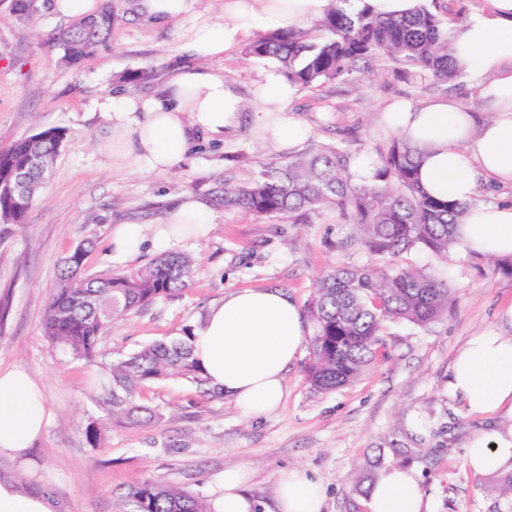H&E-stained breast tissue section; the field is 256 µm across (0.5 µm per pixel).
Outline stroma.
Masks as SVG:
<instances>
[{
  "label": "stroma",
  "instance_id": "obj_1",
  "mask_svg": "<svg viewBox=\"0 0 512 512\" xmlns=\"http://www.w3.org/2000/svg\"><path fill=\"white\" fill-rule=\"evenodd\" d=\"M115 3L119 20L111 41L71 67L46 45L65 19L48 11L20 21L11 0H0V144L49 128L67 135L26 223L0 224V366L30 372L53 414L27 464L0 454V479L49 496L56 512H136L130 489L144 480L208 499L219 492L226 469L246 463L255 512H276V482L295 468L323 484L322 512H368L365 497L353 490V475L375 462L413 464L437 512H512V497L499 492V476L475 474L463 460L472 435L495 426V419L468 415L448 393V373L460 346L493 326L499 309L512 303V276L494 272L487 257L403 254L404 265L446 278L453 302L425 327L385 323L380 355L351 385L315 392L304 355L288 371L279 407L257 419L244 417L231 399L211 398L177 378L140 393L142 403L160 411V421L128 426L108 416L98 385L106 366L153 341L176 337L183 325L199 323L225 292L276 288L304 307L316 280L328 271L384 264L358 241L355 225L335 211L291 224L216 205L205 237L174 245L195 260L188 288L112 322L99 340L95 364L72 359L55 346L44 327L47 296L62 258L82 240L94 243L85 259L87 273L136 271L156 253L113 257L114 225L161 223L180 197H209L217 178L255 175L289 157L257 135L246 116L223 142L197 139L181 166L149 173L115 168L98 147L107 133L98 103L120 86L124 70L151 72L148 80L124 86L126 92L159 96L176 73L201 65L222 72L251 110L256 83L270 67L244 59L238 50L220 59H195L180 49L187 22L160 24L138 14L134 0ZM323 95L319 101L300 89L289 104L310 127L308 144L342 141L376 155L386 152L394 137L380 118L381 107L392 100L424 103L445 96L485 112L467 76L422 84L388 61L375 64L360 85L328 87ZM94 422L103 426L97 446L85 435Z\"/></svg>",
  "mask_w": 512,
  "mask_h": 512
}]
</instances>
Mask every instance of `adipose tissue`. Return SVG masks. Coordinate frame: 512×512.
<instances>
[{"instance_id": "adipose-tissue-1", "label": "adipose tissue", "mask_w": 512, "mask_h": 512, "mask_svg": "<svg viewBox=\"0 0 512 512\" xmlns=\"http://www.w3.org/2000/svg\"><path fill=\"white\" fill-rule=\"evenodd\" d=\"M329 0H224L222 20L198 19V0H136L137 11L159 23L187 17L195 23L183 35L192 56L219 58L238 47L251 29L275 30L323 16ZM489 12L471 14L453 39L454 56L469 73L490 112L484 120L452 98L421 105L405 100L387 104L382 120L417 152L418 178L432 197L466 205L455 228L453 249L469 256L512 258V202L480 200L486 183L512 185V0H491ZM260 109L256 132L291 151L308 137V127L288 113L295 94L277 69L266 70L257 85ZM110 135L100 145L115 167L162 171L187 161L197 137L223 140L235 131L243 100L222 74L190 68L174 75L162 96L127 95L114 89L99 104ZM206 200L186 195L167 211L154 232L138 223L112 230L117 256L139 255L204 237L211 224ZM512 305L502 308L497 327L470 336L459 348L448 377V391L472 414L507 418L504 426L481 430L470 439L464 463L492 476L512 471ZM308 324L300 305L278 289H237L212 304L195 330L193 354L210 386L223 388L239 409L260 416L277 407L289 369L307 341ZM50 422L44 395L25 369H0V453L26 460ZM246 466L224 473L209 512H253L245 485ZM324 489L301 469L282 472L276 489L278 512H320ZM370 512H433L411 467L387 466L376 475Z\"/></svg>"}]
</instances>
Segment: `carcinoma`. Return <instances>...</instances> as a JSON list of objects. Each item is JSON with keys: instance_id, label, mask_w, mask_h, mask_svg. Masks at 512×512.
<instances>
[{"instance_id": "carcinoma-1", "label": "carcinoma", "mask_w": 512, "mask_h": 512, "mask_svg": "<svg viewBox=\"0 0 512 512\" xmlns=\"http://www.w3.org/2000/svg\"><path fill=\"white\" fill-rule=\"evenodd\" d=\"M440 0H419L406 16L383 17L367 0H330L325 14L308 27L271 30L243 48L247 59L275 61L286 81L301 89L352 85L365 68L382 59L400 65L408 76L446 84L463 74L451 47L450 33L459 19L444 18ZM41 0H12L11 11L28 20L49 8ZM118 20L112 0L100 13L81 17L56 30L47 44L62 52V60L78 66L94 55L112 36ZM66 134L42 130L7 146H0V223L24 224L40 189L43 173L51 170ZM356 154L338 144H321L292 156L256 176L235 182H217L212 200L226 210L258 217L286 218L302 224L324 210H334L344 222L357 226L360 242L369 254L389 260L384 268H335L317 280L308 304L314 325L312 352L306 376L319 393L355 382L375 361L382 346L386 322L401 320L426 326L448 311V280L404 266L396 258L412 250H427L448 259L455 226L465 206L432 198L421 189L416 172V151L395 137L376 182L353 180ZM24 172L30 187L23 206L8 190ZM90 241L79 243L65 257L60 279L48 294L46 334L55 345L77 360L95 362L97 346L110 322L188 287L194 260L185 253L167 252L135 272L87 275L83 270ZM195 325H184L179 336L158 340L112 361L108 366L107 413L127 424L151 422L156 410L138 401L145 385L179 378L221 398L209 386L193 357ZM131 496L138 512H208L203 499L174 486L150 479L134 487Z\"/></svg>"}]
</instances>
